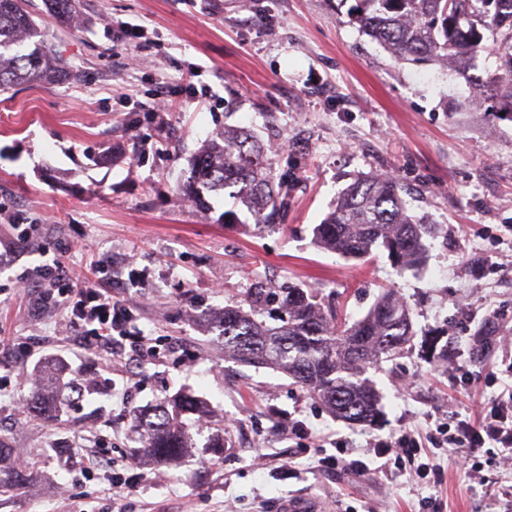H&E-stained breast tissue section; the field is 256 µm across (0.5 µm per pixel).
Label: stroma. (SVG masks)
<instances>
[{"instance_id": "obj_1", "label": "stroma", "mask_w": 512, "mask_h": 512, "mask_svg": "<svg viewBox=\"0 0 512 512\" xmlns=\"http://www.w3.org/2000/svg\"><path fill=\"white\" fill-rule=\"evenodd\" d=\"M35 21L67 62L70 80L0 93V201L23 211L57 244L81 278L110 268L136 275L122 288L136 326L157 350L127 380L123 360L77 349L61 314H35L29 300L0 303V375L19 374L0 395V439L24 474L0 495V512H279L307 496L335 512H498L490 485L441 456L430 481L403 470L383 478L351 469L375 438L449 421L512 389V115L467 101L498 66L480 53L467 75L451 63L394 60L350 22L338 0H83L78 20L58 26L43 0ZM144 36L130 41L118 25ZM227 127L251 130L270 159L287 206L256 228L232 189L200 208L177 187L204 142ZM396 177L410 211L439 226L417 268L386 255L367 262L321 250L313 230L357 177ZM314 289L336 319L353 323L376 297L407 304L415 336L367 375L381 396L373 425L336 419L286 374L226 359L215 323L239 305L273 323L266 296ZM492 339L489 379L473 360ZM27 339L50 361L38 374L11 354ZM82 376L84 392L57 388L56 426L18 413L43 376ZM183 391L206 403L189 418V447L172 462L143 456L136 413ZM345 440L347 464L319 465L288 427ZM109 437L115 468H132L127 489L111 473L88 476L83 458L61 451L81 436ZM224 439V458L209 446Z\"/></svg>"}]
</instances>
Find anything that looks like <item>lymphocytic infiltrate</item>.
Returning a JSON list of instances; mask_svg holds the SVG:
<instances>
[{
	"mask_svg": "<svg viewBox=\"0 0 512 512\" xmlns=\"http://www.w3.org/2000/svg\"><path fill=\"white\" fill-rule=\"evenodd\" d=\"M0 219L12 229L14 247L36 259L35 264L21 266L11 275L13 292H35L42 309L61 313L82 350L110 357L129 353L136 359L152 353L149 337L131 330L132 314L124 299L108 289L79 286L61 259L62 248L40 240L33 225L2 201ZM429 438L432 447L428 450L410 431L390 441L375 440L373 454L380 472L393 473L405 459L415 463V473L423 479L437 471L439 450L462 448L466 451L460 467L463 479L488 484L480 459L483 449L496 448L501 457L512 459V394L478 403L471 416L458 419L455 425L437 424Z\"/></svg>",
	"mask_w": 512,
	"mask_h": 512,
	"instance_id": "lymphocytic-infiltrate-1",
	"label": "lymphocytic infiltrate"
}]
</instances>
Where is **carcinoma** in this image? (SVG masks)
<instances>
[{
	"label": "carcinoma",
	"mask_w": 512,
	"mask_h": 512,
	"mask_svg": "<svg viewBox=\"0 0 512 512\" xmlns=\"http://www.w3.org/2000/svg\"><path fill=\"white\" fill-rule=\"evenodd\" d=\"M61 22L72 20L78 0H46ZM351 21L398 60L450 61L463 72L483 48L485 33L495 35L498 72L489 82L500 108L512 113V0H355ZM39 34L31 0H0V92L21 83L59 82L72 76L68 66L40 40L24 53L23 42ZM237 188L254 223L273 224L284 209L283 185H275L259 142L248 130L226 129L192 159L190 177L179 191L206 206L205 194ZM434 225L412 215L393 177L358 178L316 226L315 244L346 259L365 260L385 252L397 268L411 269L426 258V238ZM287 319L280 325L256 321L239 306H228L218 320L224 355L235 362L273 367L287 374L336 417L374 424L381 416L379 396L366 373L400 353L414 336L406 303L388 291L352 324L338 325L315 296L302 288L280 292ZM52 395L36 389L31 409L51 411ZM205 406L177 393L151 412L136 415L146 436L143 454L175 460L188 448L179 420L202 416Z\"/></svg>",
	"instance_id": "cac0c4a2"
}]
</instances>
